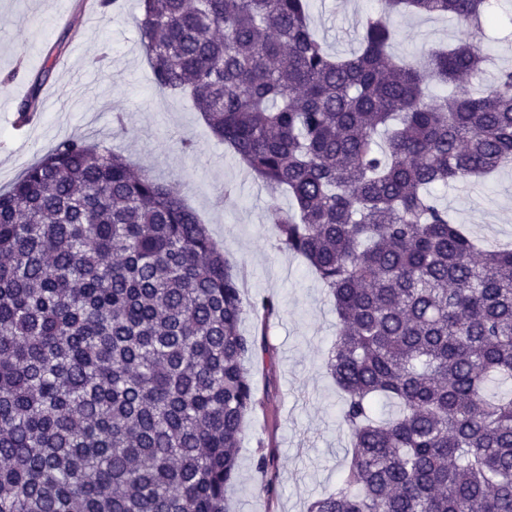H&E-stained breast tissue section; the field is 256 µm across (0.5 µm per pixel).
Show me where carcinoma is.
I'll return each mask as SVG.
<instances>
[{"label":"carcinoma","instance_id":"obj_1","mask_svg":"<svg viewBox=\"0 0 512 512\" xmlns=\"http://www.w3.org/2000/svg\"><path fill=\"white\" fill-rule=\"evenodd\" d=\"M141 4L156 88L270 189L280 247L335 306L325 364L350 449L306 512H512V249L477 246L432 193L512 163V67L457 91L512 0H378L336 58L308 0ZM407 15L461 38L398 57ZM275 309L244 305L178 184L58 142L0 190V512H228L254 405L240 324Z\"/></svg>","mask_w":512,"mask_h":512}]
</instances>
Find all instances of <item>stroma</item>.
Instances as JSON below:
<instances>
[{
    "mask_svg": "<svg viewBox=\"0 0 512 512\" xmlns=\"http://www.w3.org/2000/svg\"><path fill=\"white\" fill-rule=\"evenodd\" d=\"M119 10L92 18L75 14L73 0H0V187L57 142L80 138L111 146L162 181L177 182L187 204L239 273L242 294L278 303L276 315H246L241 328L258 337L247 361L256 407L246 417L238 475L228 491L232 512H305L313 498L336 484L348 433L337 417L342 395L325 368L336 313L320 280L300 256L279 249L265 220L269 190L211 133L187 98L158 93L140 44V0H119ZM376 0H310L312 28L332 55L358 48V21ZM395 55L419 59L423 48L454 44L458 31L445 19L406 16L399 21ZM67 50L44 88L39 117L15 129L16 106L40 70L51 44ZM490 56L481 77L462 90L487 84L512 67V15L485 29ZM123 113V123L113 120ZM197 142L183 153L182 138ZM458 223L488 244L512 242V168L491 182L438 189ZM274 455L267 471L258 456Z\"/></svg>",
    "mask_w": 512,
    "mask_h": 512,
    "instance_id": "1",
    "label": "stroma"
}]
</instances>
